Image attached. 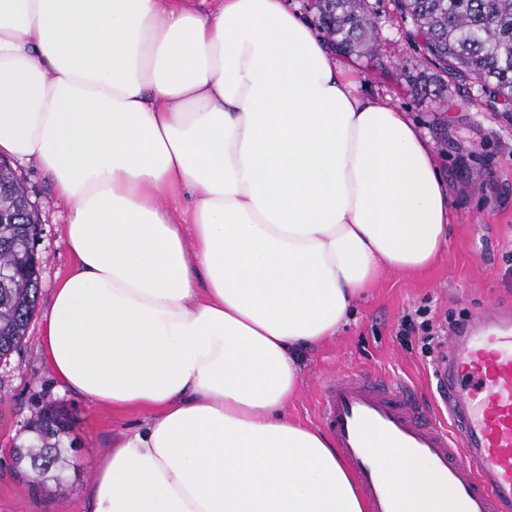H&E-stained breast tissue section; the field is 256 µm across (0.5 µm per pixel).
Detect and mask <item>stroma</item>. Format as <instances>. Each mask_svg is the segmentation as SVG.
<instances>
[{
  "label": "stroma",
  "mask_w": 512,
  "mask_h": 512,
  "mask_svg": "<svg viewBox=\"0 0 512 512\" xmlns=\"http://www.w3.org/2000/svg\"><path fill=\"white\" fill-rule=\"evenodd\" d=\"M377 22V55L349 54L363 93L390 95L430 136L453 205L452 233L428 271H384L336 337L301 355L303 382L288 405L290 416L319 423L322 381L339 371L384 376L412 385L428 416L443 408L435 378L436 355L421 334L403 340L405 315L424 308L434 329L448 318L467 319L488 307L512 308V109L477 80L454 74L426 79V65L409 21L393 0H368ZM40 218L36 249L41 288L27 341L0 362V512H85L84 487L93 463L124 432L142 427L146 412L111 409L58 391L43 347L53 286L74 258L64 236L69 207L58 200L37 166L14 162ZM72 423L62 483L39 482L16 468L12 448L25 444L46 409Z\"/></svg>",
  "instance_id": "stroma-1"
}]
</instances>
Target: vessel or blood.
Wrapping results in <instances>:
<instances>
[{
	"label": "vessel or blood",
	"instance_id": "vessel-or-blood-1",
	"mask_svg": "<svg viewBox=\"0 0 512 512\" xmlns=\"http://www.w3.org/2000/svg\"><path fill=\"white\" fill-rule=\"evenodd\" d=\"M437 372L448 423L427 418L411 388L337 372L321 423L350 464L370 512H407L409 491L380 452L422 463L445 512H512V316L494 312L454 333Z\"/></svg>",
	"mask_w": 512,
	"mask_h": 512
}]
</instances>
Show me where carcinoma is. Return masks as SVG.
Listing matches in <instances>:
<instances>
[{
	"instance_id": "carcinoma-1",
	"label": "carcinoma",
	"mask_w": 512,
	"mask_h": 512,
	"mask_svg": "<svg viewBox=\"0 0 512 512\" xmlns=\"http://www.w3.org/2000/svg\"><path fill=\"white\" fill-rule=\"evenodd\" d=\"M409 17L422 48L441 72L473 77L502 105L512 107V0H395ZM325 36L345 51L376 50L375 21L367 0H318ZM0 203L15 213L13 224H0V359L27 339L39 292L34 239L39 229L24 183L0 166ZM35 439L15 451L17 464L29 462L43 480H63L58 469L71 431L68 420L54 409L33 426Z\"/></svg>"
}]
</instances>
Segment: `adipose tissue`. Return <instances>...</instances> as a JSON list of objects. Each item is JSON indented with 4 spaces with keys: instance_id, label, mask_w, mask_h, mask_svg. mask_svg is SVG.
Here are the masks:
<instances>
[{
    "instance_id": "ef3b65f1",
    "label": "adipose tissue",
    "mask_w": 512,
    "mask_h": 512,
    "mask_svg": "<svg viewBox=\"0 0 512 512\" xmlns=\"http://www.w3.org/2000/svg\"><path fill=\"white\" fill-rule=\"evenodd\" d=\"M359 87L286 0H0V155L69 205L50 369L152 413L95 461L89 512H368L286 411L296 352L452 226L428 138Z\"/></svg>"
}]
</instances>
